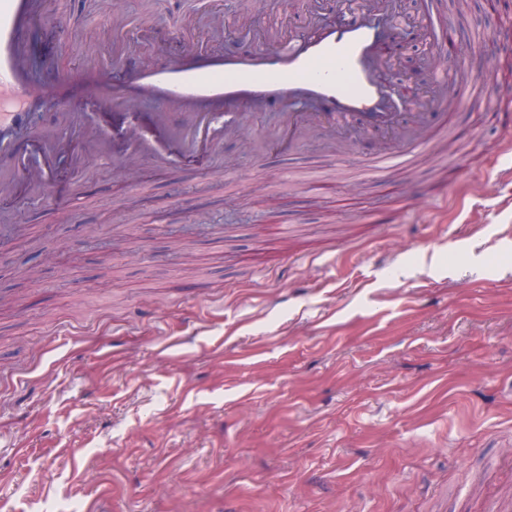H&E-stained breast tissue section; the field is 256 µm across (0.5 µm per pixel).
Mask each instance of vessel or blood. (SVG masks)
<instances>
[{"label":"vessel or blood","instance_id":"obj_1","mask_svg":"<svg viewBox=\"0 0 512 512\" xmlns=\"http://www.w3.org/2000/svg\"><path fill=\"white\" fill-rule=\"evenodd\" d=\"M50 7L51 0H0V157L8 158L31 185L52 181L56 157H69L78 166L88 157L111 154L117 106L126 110L120 127L126 170L145 158L162 167L171 164L193 148L202 129L210 151L221 152L225 138L240 136L270 102L280 101L288 110L280 115L279 135L289 144L321 135L341 154L346 141L374 132L399 142V150L382 145L365 159L367 171L383 179L411 165L416 151L429 146L430 115L476 110L487 97L512 94L511 84L461 69L450 55L427 70L433 106H426L420 91L410 86L400 95L390 94L381 73L390 61L389 37L401 26L392 0H347L349 20L335 27L319 20L322 0H308L313 38H288L277 31L272 47L246 57L215 56L193 46L176 65L138 67L117 83L94 72L82 86L66 81L38 86L29 77L25 37L33 19ZM451 69L458 71L457 79H448ZM87 93L97 97L95 122L78 125L73 138L44 135V160L31 166L16 149L15 136L32 112L48 99L68 103ZM150 102L156 111H145ZM173 108L181 115L176 125L170 121Z\"/></svg>","mask_w":512,"mask_h":512}]
</instances>
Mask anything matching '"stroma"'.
<instances>
[{
    "mask_svg": "<svg viewBox=\"0 0 512 512\" xmlns=\"http://www.w3.org/2000/svg\"><path fill=\"white\" fill-rule=\"evenodd\" d=\"M458 55L512 0H439ZM216 52L311 34L275 0H52L26 36L33 83L112 39L166 67L198 13ZM251 15L243 29L239 21ZM126 21L113 34L114 16ZM457 113L413 166L361 172L373 146L292 153L262 134L223 155L117 175L120 154L0 198V512H489L512 498V144L494 109ZM50 102L18 138L71 136ZM427 211L405 212L402 191ZM333 256L331 265L309 257ZM85 326L59 343L58 323Z\"/></svg>",
    "mask_w": 512,
    "mask_h": 512,
    "instance_id": "1",
    "label": "stroma"
}]
</instances>
